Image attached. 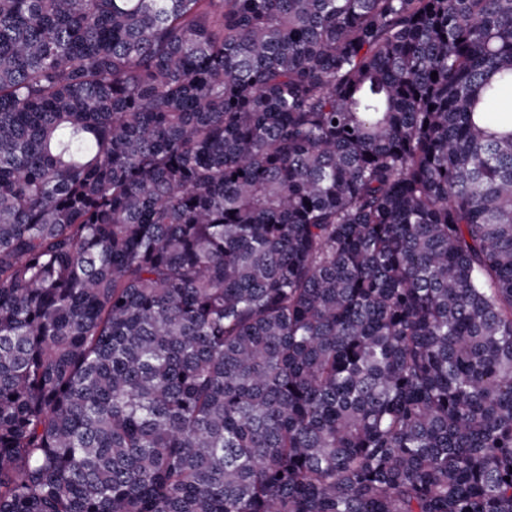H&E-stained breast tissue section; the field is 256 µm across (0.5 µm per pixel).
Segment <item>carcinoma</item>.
<instances>
[{
	"instance_id": "cac0c4a2",
	"label": "carcinoma",
	"mask_w": 512,
	"mask_h": 512,
	"mask_svg": "<svg viewBox=\"0 0 512 512\" xmlns=\"http://www.w3.org/2000/svg\"><path fill=\"white\" fill-rule=\"evenodd\" d=\"M508 477L512 0H0V512Z\"/></svg>"
}]
</instances>
